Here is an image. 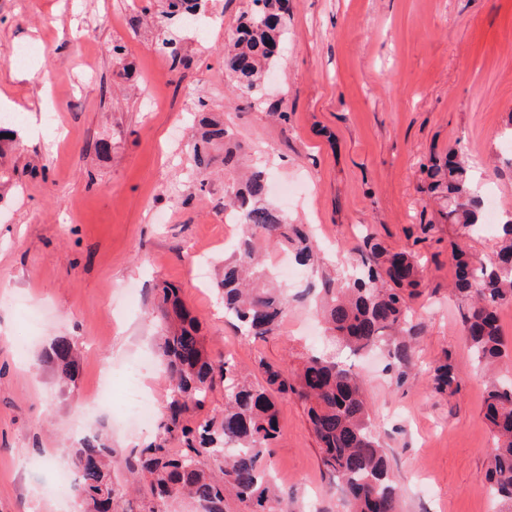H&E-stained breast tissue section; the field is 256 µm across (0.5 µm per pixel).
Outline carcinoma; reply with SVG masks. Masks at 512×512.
I'll use <instances>...</instances> for the list:
<instances>
[{"instance_id":"cac0c4a2","label":"carcinoma","mask_w":512,"mask_h":512,"mask_svg":"<svg viewBox=\"0 0 512 512\" xmlns=\"http://www.w3.org/2000/svg\"><path fill=\"white\" fill-rule=\"evenodd\" d=\"M253 5L224 45L225 74L247 94L260 88L273 66L288 12L285 0H253ZM198 7L199 0H166L163 18L185 19ZM231 136L223 122L201 119L200 136L191 151L199 172L216 162L212 147ZM239 149L238 145L225 148L221 164L231 179L224 209L235 213L243 237L235 254L224 260L216 291L224 315L256 340L276 334L288 314V295L275 283L260 249L290 251L299 265L312 269L320 266V257L305 225L289 223L284 212L267 200L266 170L239 175ZM466 172L467 161L451 151L443 162L428 168L426 191L442 202V219L462 229L459 238L450 242L456 261L454 291L475 359L489 367L505 354L497 315L501 306L512 304V220L501 225L496 259L472 264L465 238L482 228L478 223L482 197ZM355 255L354 279L342 281L324 274L317 292V308L332 349L305 356L291 379L272 365H261L265 375L261 387L240 379L234 365L212 359L200 322L184 306L180 289L157 285L151 315L164 324L157 350L165 365L166 413L155 437L121 459L98 433L80 440L72 453V491L82 512H114L116 468L134 481L148 480L156 500L148 512H160L157 506L180 496L194 500L204 512H224L228 494L250 512H286L268 479L264 459L279 430L276 397L288 393L304 404L322 464L346 490L350 512H400L399 491L385 448L372 431L362 381L341 362L339 352H385L388 369L401 381L413 365L412 341L419 327L412 323L411 303L422 294V275L413 251H394L371 234L364 236ZM76 350L75 341L60 337L44 352L43 360L61 379L71 381ZM218 376L224 380L222 411L195 427L184 423V415L204 406ZM433 388L439 394L458 388L450 361L434 369ZM484 411L496 433L484 479L500 512H512V378L489 379ZM175 435L183 444L177 452L168 448ZM213 464L221 471L219 479L209 473Z\"/></svg>"}]
</instances>
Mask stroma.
I'll return each mask as SVG.
<instances>
[{
    "label": "stroma",
    "mask_w": 512,
    "mask_h": 512,
    "mask_svg": "<svg viewBox=\"0 0 512 512\" xmlns=\"http://www.w3.org/2000/svg\"><path fill=\"white\" fill-rule=\"evenodd\" d=\"M251 6L205 0L198 33L171 30L175 63L150 22L159 0H0V51H33L24 68L0 60V113L19 116L16 145L0 150V512H79L75 497L48 492L75 432L102 434L120 456L154 437L131 427L125 404L133 385L156 412L166 404L161 328L147 316L156 283L178 287L209 354L256 383L260 363L292 374L324 334L310 303L294 299L277 334L243 336L197 283L198 260L218 269L238 235L224 221L223 170L196 189L188 144L202 100L232 126L243 163L293 186L289 221L312 226L337 271L368 232L415 248L425 292L413 314L424 331L403 382L385 360L364 359L372 422L401 512H493L487 376L448 293V242L460 230L441 221L424 186L431 157L452 149L512 214V0H288L266 88L243 98L224 73V43ZM116 44L128 66L121 87ZM48 100L53 126L30 142L28 120ZM429 222L431 239L414 243ZM61 336L80 348L65 384L39 360ZM444 358L460 385L439 395L430 371ZM278 410L266 463L288 512H348L302 403L282 398Z\"/></svg>",
    "instance_id": "stroma-1"
}]
</instances>
